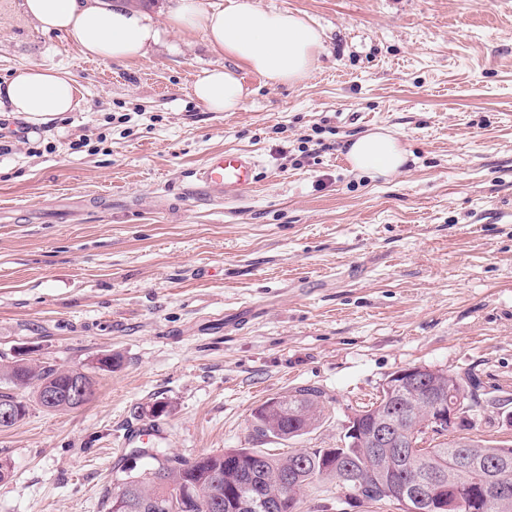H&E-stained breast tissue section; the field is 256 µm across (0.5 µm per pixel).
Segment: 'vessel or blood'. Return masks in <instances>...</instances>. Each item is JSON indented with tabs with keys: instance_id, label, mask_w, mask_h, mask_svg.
<instances>
[{
	"instance_id": "1",
	"label": "vessel or blood",
	"mask_w": 512,
	"mask_h": 512,
	"mask_svg": "<svg viewBox=\"0 0 512 512\" xmlns=\"http://www.w3.org/2000/svg\"><path fill=\"white\" fill-rule=\"evenodd\" d=\"M258 162L245 151L212 154L194 173L189 193L224 198L251 188L256 182Z\"/></svg>"
}]
</instances>
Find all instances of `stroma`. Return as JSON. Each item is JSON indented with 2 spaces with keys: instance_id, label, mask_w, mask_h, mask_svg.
Returning a JSON list of instances; mask_svg holds the SVG:
<instances>
[{
  "instance_id": "obj_1",
  "label": "stroma",
  "mask_w": 512,
  "mask_h": 512,
  "mask_svg": "<svg viewBox=\"0 0 512 512\" xmlns=\"http://www.w3.org/2000/svg\"><path fill=\"white\" fill-rule=\"evenodd\" d=\"M252 2L322 32L303 83L267 84L169 29L170 0L147 6L161 35L126 61L86 58L0 0V83L40 63L81 98L0 120V351L96 377L87 405L0 430V512H104L121 472L146 466L125 437L151 422L186 459L342 447L349 417L414 366L463 378L478 406L461 436L512 443V0ZM217 66L244 84L237 111L192 93ZM380 127L407 164L351 171L346 142ZM224 150L255 155L257 183L174 208ZM303 388L323 393L316 429L257 436L255 409ZM299 510L400 512L332 479Z\"/></svg>"
}]
</instances>
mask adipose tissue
Wrapping results in <instances>:
<instances>
[{"mask_svg": "<svg viewBox=\"0 0 512 512\" xmlns=\"http://www.w3.org/2000/svg\"><path fill=\"white\" fill-rule=\"evenodd\" d=\"M26 12L47 32L76 37L85 56L129 60L144 55L159 38L158 29L142 12L110 0H24ZM171 28L203 31L213 52L248 66L272 84L294 85L305 80L322 48L319 30L302 16L269 11L251 0H174L167 14ZM193 94L208 110L233 112L245 88L227 68L205 70L193 84ZM80 106L69 73L31 64L0 85V112L20 118L55 117ZM347 157L354 170L389 175L407 160L400 141L385 129L351 141Z\"/></svg>", "mask_w": 512, "mask_h": 512, "instance_id": "ef3b65f1", "label": "adipose tissue"}]
</instances>
